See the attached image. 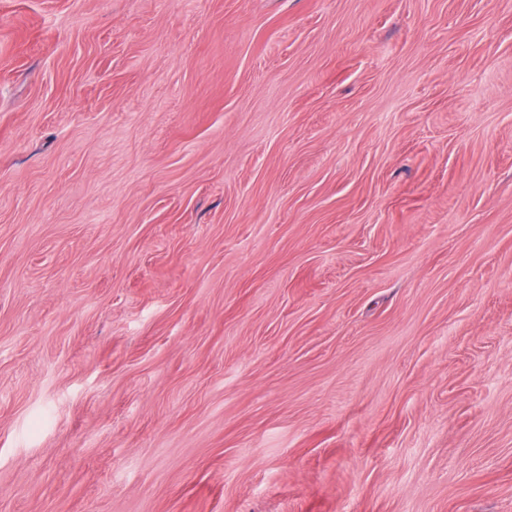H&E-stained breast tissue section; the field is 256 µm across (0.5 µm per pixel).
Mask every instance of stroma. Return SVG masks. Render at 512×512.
<instances>
[{"label": "stroma", "instance_id": "obj_1", "mask_svg": "<svg viewBox=\"0 0 512 512\" xmlns=\"http://www.w3.org/2000/svg\"><path fill=\"white\" fill-rule=\"evenodd\" d=\"M0 512H512V0H0Z\"/></svg>", "mask_w": 512, "mask_h": 512}]
</instances>
